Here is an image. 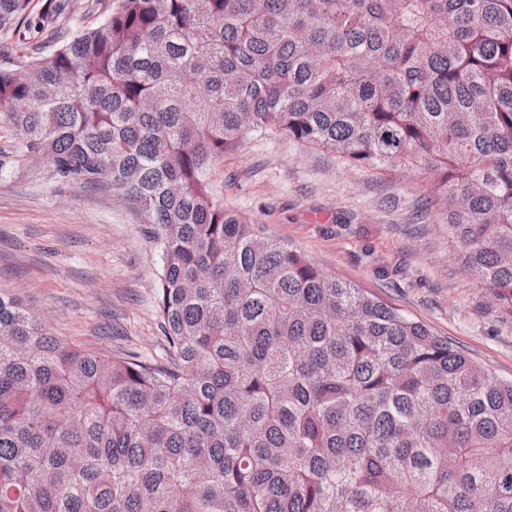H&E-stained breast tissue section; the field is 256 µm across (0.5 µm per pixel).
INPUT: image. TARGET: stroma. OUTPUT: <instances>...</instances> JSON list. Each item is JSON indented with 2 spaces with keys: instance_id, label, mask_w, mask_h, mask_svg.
I'll use <instances>...</instances> for the list:
<instances>
[{
  "instance_id": "stroma-1",
  "label": "stroma",
  "mask_w": 512,
  "mask_h": 512,
  "mask_svg": "<svg viewBox=\"0 0 512 512\" xmlns=\"http://www.w3.org/2000/svg\"><path fill=\"white\" fill-rule=\"evenodd\" d=\"M90 3L72 0V14L52 34L1 30L0 69L14 68L17 41L46 58L97 25L104 14ZM17 144L0 120V288L69 343L107 355L158 352L162 261L145 215L114 186L52 178L44 160L21 157ZM213 179L225 208L512 380V309L462 266L422 171L352 167L288 138L254 134L225 154Z\"/></svg>"
}]
</instances>
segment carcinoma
Wrapping results in <instances>:
<instances>
[{
	"label": "carcinoma",
	"mask_w": 512,
	"mask_h": 512,
	"mask_svg": "<svg viewBox=\"0 0 512 512\" xmlns=\"http://www.w3.org/2000/svg\"><path fill=\"white\" fill-rule=\"evenodd\" d=\"M1 117L147 215L164 355L73 345L0 289V512H512V381L212 180L251 133L419 167L512 308V0H113L0 69Z\"/></svg>",
	"instance_id": "carcinoma-1"
}]
</instances>
